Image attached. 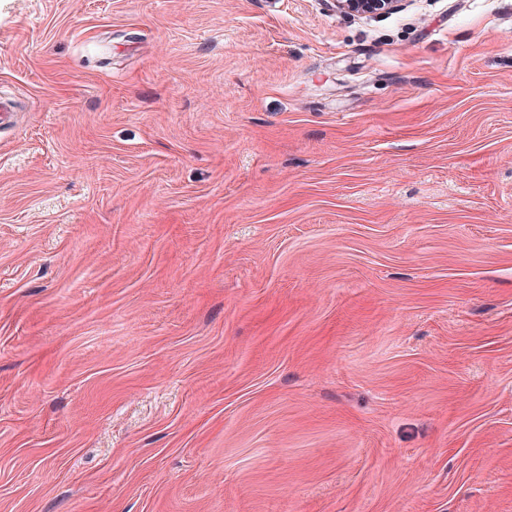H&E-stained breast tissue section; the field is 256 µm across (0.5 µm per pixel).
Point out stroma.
<instances>
[{
  "mask_svg": "<svg viewBox=\"0 0 512 512\" xmlns=\"http://www.w3.org/2000/svg\"><path fill=\"white\" fill-rule=\"evenodd\" d=\"M0 512H512V0H0ZM336 11L365 16L387 15L397 11L403 0H332Z\"/></svg>",
  "mask_w": 512,
  "mask_h": 512,
  "instance_id": "35a3bbf8",
  "label": "stroma"
}]
</instances>
